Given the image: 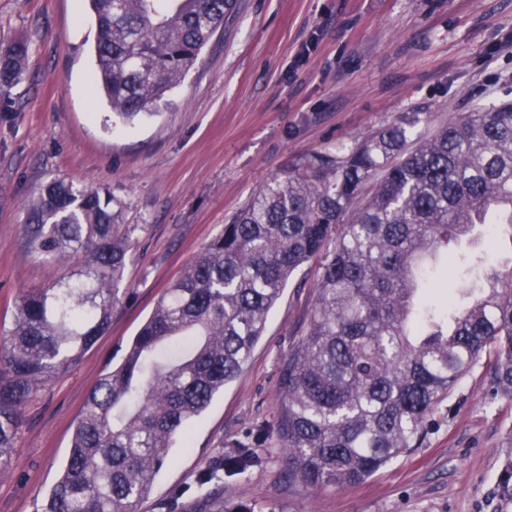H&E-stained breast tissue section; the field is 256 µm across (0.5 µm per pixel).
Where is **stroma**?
I'll list each match as a JSON object with an SVG mask.
<instances>
[{"mask_svg":"<svg viewBox=\"0 0 512 512\" xmlns=\"http://www.w3.org/2000/svg\"><path fill=\"white\" fill-rule=\"evenodd\" d=\"M96 27L87 0H0V44L29 46L20 82L0 88V336L20 289L56 281L22 234L52 178L109 191L130 241L107 331L39 391L11 462L0 512H35L69 452L87 393L151 315L168 284L291 158L334 149L415 112L419 139L473 108L512 100V0H244L159 113L122 124L90 80ZM271 309L240 376L174 443L140 512H189L199 472L248 448L224 503L277 512H512L497 484L512 398L480 365L435 409L419 448L352 488L289 481L274 423L280 376L313 301L301 269Z\"/></svg>","mask_w":512,"mask_h":512,"instance_id":"1","label":"stroma"}]
</instances>
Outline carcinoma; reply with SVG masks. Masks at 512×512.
Listing matches in <instances>:
<instances>
[{"label":"carcinoma","instance_id":"carcinoma-1","mask_svg":"<svg viewBox=\"0 0 512 512\" xmlns=\"http://www.w3.org/2000/svg\"><path fill=\"white\" fill-rule=\"evenodd\" d=\"M239 0H89L93 83L128 123L150 117L184 79ZM22 41L0 47V87L26 66ZM406 112L334 150L291 159L163 292L89 391L67 460L37 512H140L169 449L234 380L295 274L315 268L314 301L280 377L276 434L288 480L361 484L421 444L435 408L494 359L512 397V265L457 253L464 288L428 279L469 237L512 239V102L480 107L410 145ZM107 191L47 182L23 235L45 262L85 263L23 288L0 338V466L33 396L108 328L127 240ZM256 463L242 453L236 475ZM498 495L512 500V449ZM191 512L224 509V471L199 476Z\"/></svg>","mask_w":512,"mask_h":512}]
</instances>
